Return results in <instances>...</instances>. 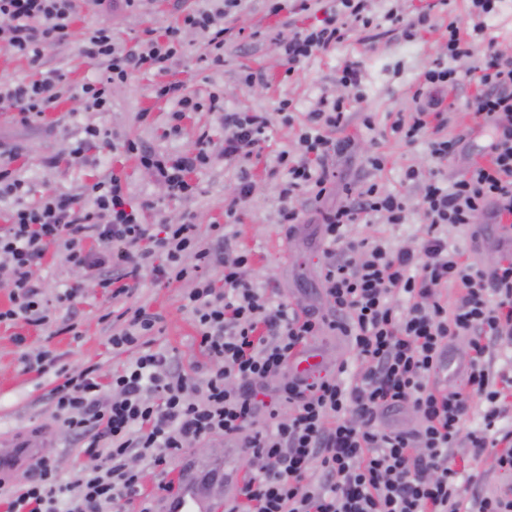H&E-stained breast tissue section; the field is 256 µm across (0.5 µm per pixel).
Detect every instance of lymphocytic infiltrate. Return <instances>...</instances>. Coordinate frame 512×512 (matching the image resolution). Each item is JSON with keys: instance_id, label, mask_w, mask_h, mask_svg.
Instances as JSON below:
<instances>
[{"instance_id": "f902f5d3", "label": "lymphocytic infiltrate", "mask_w": 512, "mask_h": 512, "mask_svg": "<svg viewBox=\"0 0 512 512\" xmlns=\"http://www.w3.org/2000/svg\"><path fill=\"white\" fill-rule=\"evenodd\" d=\"M366 2L338 0L324 8L322 27L296 28L283 36L288 72L341 42L350 28L370 27ZM77 8L78 0H0L7 49L42 61L48 49L70 39ZM186 28L204 33L212 63L223 62V9L188 10L165 42L149 38L128 49L113 42L108 26L88 31L81 52L102 72L100 80L81 87L89 108L109 111L112 84L126 81L132 71L168 72ZM475 71L483 88L474 106L488 136L486 160L449 187L423 178L417 168L406 169L405 181L421 186L415 206L424 225L415 245L394 247L382 238L350 236V226L375 217L405 223L413 206L408 198L382 192L377 184L348 190L342 205L322 212L327 317L274 302L249 282V256L225 251L223 225H212L206 242L190 214L177 224L145 223L151 202L133 205L119 175L94 183L88 204L63 194L25 203L29 188L11 167L17 150L1 149L0 200H13L14 207L0 232V270L12 280L10 306L0 308V324H49L48 303L32 279V267L53 248L74 265L109 266L99 285L116 298L129 294L145 269L158 282L194 280L183 301L210 363L202 377H188L174 356L150 346L159 316L142 306L123 310L112 326L111 343L116 349H137L131 366L106 383L90 367L67 373L51 392L55 415L81 447L85 464L66 481L52 459L38 457L9 487V512H113L140 494L134 461L168 467L183 448L213 433L236 442L238 455L256 461L224 512H463L454 494L459 473L448 455L461 441L476 459L494 450L499 468L511 472L512 429L499 421L512 377L486 361L485 342L512 346V252L480 268L449 245L445 232L448 225L481 219L497 225L499 238H512L507 222L512 216V58L486 46ZM454 80L453 70L435 63L416 92L426 105L390 125L407 144L428 139L430 154L440 163L455 144L440 138L448 119L428 92ZM64 88L63 74L51 68L33 81H1L0 102L9 103L26 123L53 108ZM155 95L176 104L171 133L179 132L185 113L208 110L224 127L223 143L214 146L203 133L193 148L176 155L130 139L123 149L138 155L172 198L191 196V174L215 157L240 163L236 190L224 211L235 218L251 197L247 163L259 156L268 138L269 117L228 110L215 92L199 100L176 81L158 84ZM345 122L344 101L321 100L298 135L297 155H278L277 167L285 174L279 223H300V198L319 202L328 193L336 180V158L351 145L333 135ZM90 236L100 253L86 250ZM216 261L224 269L220 289L199 275ZM448 286L458 290L451 304L442 295ZM328 332L348 337L359 363L356 372L342 363L332 372L292 375L277 394L265 387V380L287 370L300 351ZM455 336L470 338L472 354L464 377L451 384L447 360ZM475 398L483 405L482 423L470 429L466 423ZM407 407L418 420L411 430L391 421ZM261 414L268 417L267 426H258Z\"/></svg>"}]
</instances>
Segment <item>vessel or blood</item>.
<instances>
[{
  "mask_svg": "<svg viewBox=\"0 0 512 512\" xmlns=\"http://www.w3.org/2000/svg\"><path fill=\"white\" fill-rule=\"evenodd\" d=\"M45 437L34 433L27 435H0V478L17 475L26 469L38 456ZM180 483L174 496L163 500L158 512H217L218 504L211 494L214 483L224 485L225 498H232L237 489L238 476L235 472H224L214 479L203 475L201 468H181Z\"/></svg>",
  "mask_w": 512,
  "mask_h": 512,
  "instance_id": "vessel-or-blood-1",
  "label": "vessel or blood"
}]
</instances>
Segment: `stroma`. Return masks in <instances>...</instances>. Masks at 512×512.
Instances as JSON below:
<instances>
[{
	"label": "stroma",
	"instance_id": "stroma-1",
	"mask_svg": "<svg viewBox=\"0 0 512 512\" xmlns=\"http://www.w3.org/2000/svg\"><path fill=\"white\" fill-rule=\"evenodd\" d=\"M434 0H371L373 24L370 29L349 30L344 40L327 53L304 63L293 74H286L285 61L279 48V37L290 25L319 24L320 14L293 17L289 12L270 15L266 0H245L241 10L232 13L225 24L239 32L237 40L224 47V63L211 66L204 62L207 40L200 32L184 30L180 52L168 74L169 80L181 82L186 91L224 94V106L235 111L275 112L280 101L288 99L294 105L293 121L285 125L274 121L269 140L254 161L253 191L236 224L228 226V247L233 252H246L251 257L247 271L249 281L268 289L274 301L292 304L296 308L324 310L321 294L320 264L322 262V225L317 207L300 201L303 219L295 232L276 221L281 175L275 174V155L292 151L297 136L322 96L343 95L347 101L348 121L337 130L340 138L350 139L351 154L337 158V178L323 207L341 205L347 187L377 183L381 189L406 195L412 207L406 223L385 224L374 219L371 226H352L353 236L363 238L374 234L390 244H404L419 233L423 218L416 206L419 190L405 183L406 168L419 167L424 176H437L443 184H452L470 164L481 157L487 143L479 128L480 120L471 105L479 88L469 57L449 59L444 45L448 40L449 24L466 29L483 21L484 39L493 40L497 50L512 57V0H499L495 12L476 18L471 15V0H451L447 12H431L428 26L412 39L405 38L400 26L392 24L387 13L398 10L405 19L416 18L430 10ZM185 8L218 5L219 0H143L139 7L101 11L95 0H84L71 23V41L55 46L46 53L45 65L32 63L23 55L0 48V81H28L38 78L43 66L60 69L66 76L67 93L55 109L43 118L24 123L16 110L0 104V144L20 146L22 152L14 161L17 175L30 185L27 203L33 204L47 192L64 195L84 194L87 187L112 175H120L133 201L153 202L157 212L167 221L181 222L186 212H193L201 236H209L210 227L224 221V201L236 187L239 168L216 160L193 174L198 190L187 200L168 197L133 154L110 150L100 144L90 146L83 157L70 156L71 145L83 138L85 126L107 130L114 140L132 139L146 147L175 154L193 147L201 132H209L214 141L224 137L223 129L206 111L190 112L182 122L179 136L167 135L170 101L157 98L154 87L157 75L133 73L125 82L113 84L111 108L106 112L87 109L80 98L83 84L99 78L100 73L80 51L85 32L109 25L114 42L123 48L134 45L146 32L164 37L178 16L177 4ZM445 60L457 73L453 88L437 91L444 106L450 109V120L440 135L459 139L460 145L447 163H437L430 155L427 140L413 145L395 140L387 131L397 113L415 111L414 92L421 74L437 60ZM359 62L358 89H341L338 78L346 65ZM261 74L254 85L242 82L247 73ZM373 118L372 127H365L364 115ZM385 155L382 169L365 166L368 154ZM497 232L494 225L481 229L452 227L448 230L449 244L464 252L469 262L488 267L498 258ZM34 279L42 285L47 298L71 286H79L77 298L55 305L52 312L55 335L41 329L26 330V342L18 346L12 340V330L0 324V433L9 435L27 430L48 431V444L42 455L58 462L62 472L78 467L83 457L60 421L53 416L50 391L53 374L30 370L24 355L48 348L60 357L61 365L73 372L87 367L96 368L102 379L122 370L136 357V350L113 349L111 312L137 306H147L163 317L162 332L152 337L156 349H166L177 355L181 367L192 376H200L207 368V359L199 347L195 322L183 309L182 297L191 288L190 282L161 283L151 274H144L139 287L130 295L112 298L99 287L94 273L64 263L60 257L47 254L34 268ZM76 324V332H68V324ZM462 474L457 494L471 503L484 496H493L512 486V474L500 470L493 454L473 459L465 443L449 451Z\"/></svg>",
	"mask_w": 512,
	"mask_h": 512
}]
</instances>
